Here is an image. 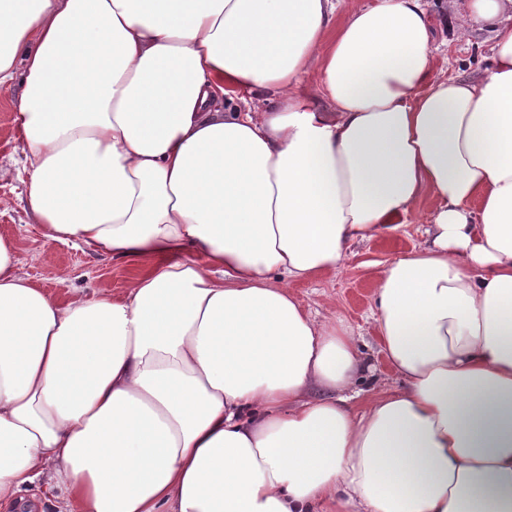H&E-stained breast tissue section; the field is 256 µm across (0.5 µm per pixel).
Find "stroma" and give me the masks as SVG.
<instances>
[{"mask_svg": "<svg viewBox=\"0 0 512 512\" xmlns=\"http://www.w3.org/2000/svg\"><path fill=\"white\" fill-rule=\"evenodd\" d=\"M489 39V33L478 32L470 40L456 42L450 40L445 27H437L436 71L476 74L487 63ZM14 95V89L0 88V237L12 241L18 273L61 300L75 292L121 296L130 279L139 273L138 265L90 251L79 243L53 240L38 225L30 223L22 202L23 157L14 151L11 139ZM394 223L396 229L388 235L353 243L340 272L289 285L317 319L328 318L338 310L343 312L370 367L362 383L368 393L400 382L380 351L371 316L376 277L386 264L411 252L424 238L423 225L408 222L403 216L395 218Z\"/></svg>", "mask_w": 512, "mask_h": 512, "instance_id": "obj_1", "label": "stroma"}]
</instances>
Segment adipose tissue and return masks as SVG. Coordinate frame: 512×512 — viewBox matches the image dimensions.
<instances>
[{
    "mask_svg": "<svg viewBox=\"0 0 512 512\" xmlns=\"http://www.w3.org/2000/svg\"><path fill=\"white\" fill-rule=\"evenodd\" d=\"M439 3L478 75L435 74L426 0H0L29 219L142 266L60 303L0 238V504L512 512V0ZM425 197L375 282L403 383L365 398L288 285Z\"/></svg>",
    "mask_w": 512,
    "mask_h": 512,
    "instance_id": "ef3b65f1",
    "label": "adipose tissue"
}]
</instances>
